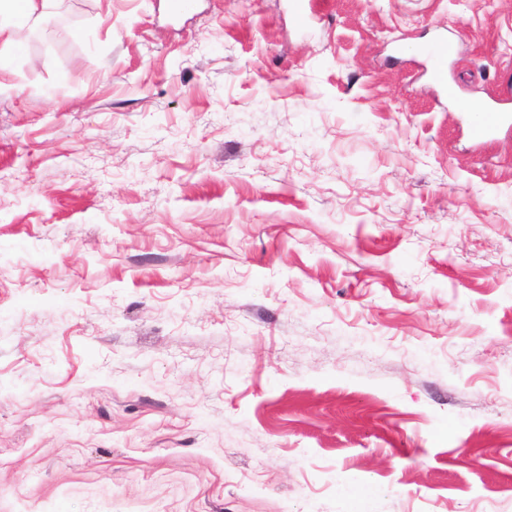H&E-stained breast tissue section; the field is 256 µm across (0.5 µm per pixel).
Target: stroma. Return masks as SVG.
<instances>
[{
	"label": "stroma",
	"instance_id": "35a3bbf8",
	"mask_svg": "<svg viewBox=\"0 0 512 512\" xmlns=\"http://www.w3.org/2000/svg\"><path fill=\"white\" fill-rule=\"evenodd\" d=\"M307 10L16 29L0 512H512V0ZM456 53L457 44L452 39L442 41L431 49L429 51L431 74L437 83L446 88L457 112H472L473 104L467 97L460 95L453 89H448V60L453 59ZM510 112L497 103L488 104L480 118L471 126V136L476 140L488 138L500 126L510 122Z\"/></svg>",
	"mask_w": 512,
	"mask_h": 512
}]
</instances>
